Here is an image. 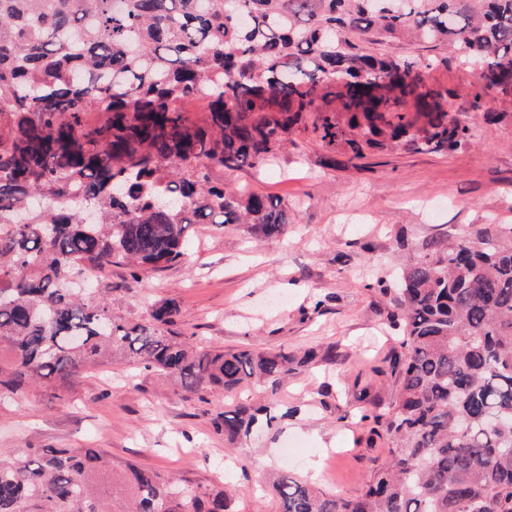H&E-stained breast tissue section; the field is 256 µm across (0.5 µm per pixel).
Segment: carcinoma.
Instances as JSON below:
<instances>
[{"label":"carcinoma","mask_w":512,"mask_h":512,"mask_svg":"<svg viewBox=\"0 0 512 512\" xmlns=\"http://www.w3.org/2000/svg\"><path fill=\"white\" fill-rule=\"evenodd\" d=\"M0 0V390L49 396L114 358L177 391L276 390L313 353L201 351L157 303L146 324L112 313L108 289L69 287L112 264L139 280L187 261L191 224L285 234L288 205L213 173L256 169L312 130L352 158L389 143L452 151L472 129L419 62L362 42L448 46L512 104V0ZM196 103L201 115L189 117ZM380 293L403 326L396 397L362 415L388 457L360 492L285 473L279 512H512V227L434 242ZM274 417L237 405L211 418L235 445ZM232 512L221 487L190 488L99 448L0 455V512Z\"/></svg>","instance_id":"obj_1"}]
</instances>
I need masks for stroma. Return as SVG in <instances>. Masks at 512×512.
Segmentation results:
<instances>
[{
  "instance_id": "stroma-1",
  "label": "stroma",
  "mask_w": 512,
  "mask_h": 512,
  "mask_svg": "<svg viewBox=\"0 0 512 512\" xmlns=\"http://www.w3.org/2000/svg\"><path fill=\"white\" fill-rule=\"evenodd\" d=\"M378 50L432 60L425 82L475 138L451 152L384 147L352 160L311 133L290 135L273 163L220 173L225 190L246 186L287 202L286 235L193 224L188 263L138 283L122 266L95 273L96 287L112 291L113 312L129 321L147 322L152 306L170 299L180 307L177 331L199 346L312 350L316 360L278 390L258 386L234 397L213 390L202 399L115 362L58 399L41 387L0 396V451L101 448L118 470L131 462L190 487L233 490L234 512H277L259 486L279 470L334 494L362 488L387 449L353 413L393 399L389 357L402 335L390 320V297L364 288L363 278L392 274L432 242L512 225V107L484 92L479 71L449 58L444 46L393 41ZM330 155L336 165H326ZM329 348L331 367L319 358ZM247 399L273 401L279 431L226 447L210 419Z\"/></svg>"
}]
</instances>
